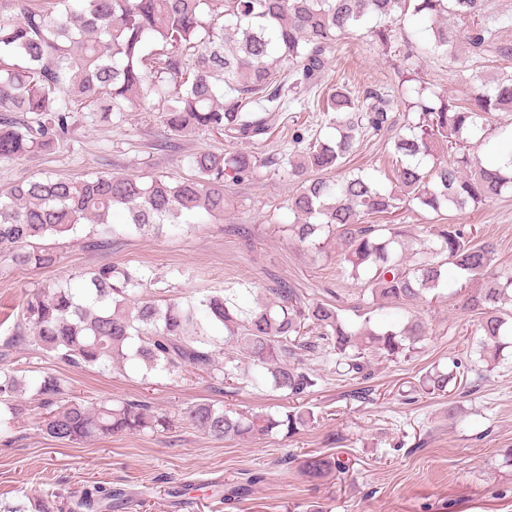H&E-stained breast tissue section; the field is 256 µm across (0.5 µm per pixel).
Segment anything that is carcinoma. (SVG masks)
<instances>
[{
	"mask_svg": "<svg viewBox=\"0 0 512 512\" xmlns=\"http://www.w3.org/2000/svg\"><path fill=\"white\" fill-rule=\"evenodd\" d=\"M28 0H0V159H19L53 150L70 136L79 118L107 122L155 99L159 122L171 136L188 129L214 131L228 148L202 149L190 156L193 175L171 182L163 176L100 174L87 179L45 177L0 192V258L21 267L49 268L59 262L46 238L77 233L98 224L103 247L120 235L157 234L164 225L190 218L224 215V180L242 183L261 167L288 176L295 192L288 210L295 220L288 234L308 250L322 254L340 241V263L355 281L369 287L372 305L351 320L339 305L305 301L293 288L265 289L255 306L239 302L241 290L226 288L198 303L174 298L157 301L141 293L152 278L125 267L104 265L68 283L45 286L27 300L23 321L4 344V355L34 347L80 368L107 371L134 359L148 373L176 377L187 369L234 385L241 360L255 369L247 383L270 386L299 400L318 385L320 375L306 357L321 351L336 356L345 376L367 377L369 354L406 355L426 336L424 322H399L389 309L422 302L448 287V268L477 283L463 306L479 315L480 359L490 367L500 359L503 338L512 333V275L499 271L495 248L474 241L469 224H434L431 238L413 248L402 224H373L371 219L400 209L436 214L463 211L501 196L512 187V171L486 166L467 149L468 137L486 148L490 116L512 112V78L494 90L474 83L458 100L414 89L415 99L378 90L363 98L342 84L324 100L335 134L305 143V131H292L301 151L292 157L258 159L255 149L271 133L277 113L286 112L313 88L326 71L333 45L366 23L373 41L392 49L388 24L412 12L430 22L431 40L421 50L407 40L398 49L407 74L417 73L422 52L448 55L457 35L439 24L448 14L481 17L484 0H55L61 10H35ZM493 29L480 21L467 33L474 55L512 61V48L495 44ZM418 111L393 137L391 173L334 178L367 131L376 134L397 125L396 104ZM454 150L438 161V146ZM394 178L397 189L382 187ZM120 209L125 223L109 216ZM462 361L449 372L426 373L424 387L444 395L449 383L464 379ZM28 385L13 368L0 367V427L26 415ZM66 381L44 373L32 400L47 411L43 432L61 444L140 432L159 433L170 417L141 400H105L87 406L65 396ZM181 420L217 440L295 434L314 420L299 407L285 412L248 413L216 401L186 407ZM343 463L331 456L308 457L303 475L315 482ZM120 493L94 486L84 495L89 512H110Z\"/></svg>",
	"mask_w": 512,
	"mask_h": 512,
	"instance_id": "1",
	"label": "carcinoma"
}]
</instances>
